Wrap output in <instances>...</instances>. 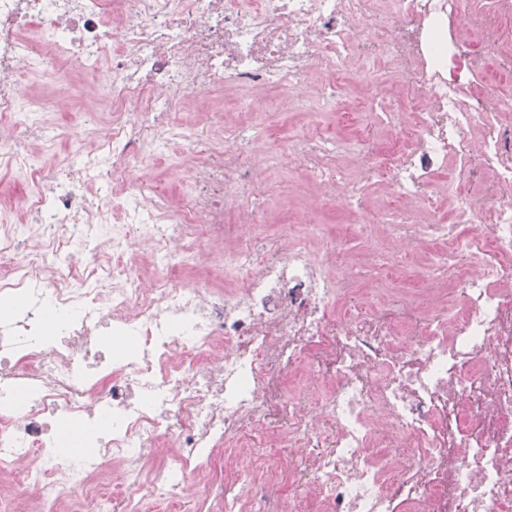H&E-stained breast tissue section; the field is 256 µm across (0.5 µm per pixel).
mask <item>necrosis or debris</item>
Wrapping results in <instances>:
<instances>
[{
	"label": "necrosis or debris",
	"mask_w": 512,
	"mask_h": 512,
	"mask_svg": "<svg viewBox=\"0 0 512 512\" xmlns=\"http://www.w3.org/2000/svg\"><path fill=\"white\" fill-rule=\"evenodd\" d=\"M512 0H0V159L22 190L0 202V473L11 501L64 512H282L254 431L322 453L294 512H512V107L483 88L512 77ZM382 58L384 73L369 63ZM382 87L330 101L327 128L271 137L274 112L325 102L313 76ZM104 71L101 118L52 142L29 77ZM206 127L179 119L198 90ZM391 131L378 149V123ZM224 131L214 147L207 128ZM178 158L183 203L138 172ZM318 209L385 184L388 244L352 260L307 221L288 242L244 239L278 191ZM111 181L81 195L71 170ZM440 248L426 281L401 274ZM224 251L227 286L187 281ZM311 367L309 392L284 390ZM171 448L168 460L157 458Z\"/></svg>",
	"instance_id": "4bbe7bcc"
}]
</instances>
